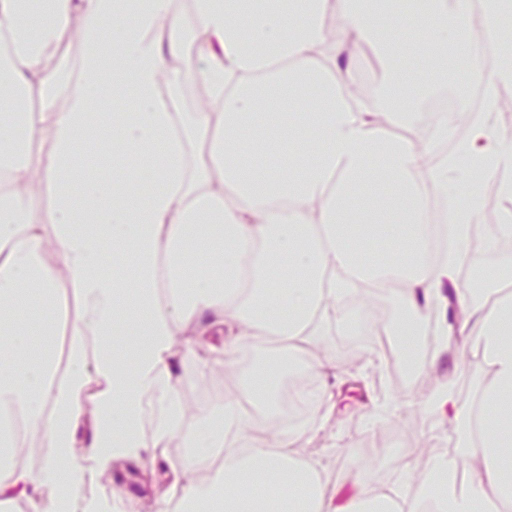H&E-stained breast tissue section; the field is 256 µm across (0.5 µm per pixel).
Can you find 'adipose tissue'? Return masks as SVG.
I'll use <instances>...</instances> for the list:
<instances>
[{
	"label": "adipose tissue",
	"mask_w": 512,
	"mask_h": 512,
	"mask_svg": "<svg viewBox=\"0 0 512 512\" xmlns=\"http://www.w3.org/2000/svg\"><path fill=\"white\" fill-rule=\"evenodd\" d=\"M387 0H193L183 30L174 0H0V507L24 512H112L110 496L86 497L87 479L146 450L139 429L144 398L163 409L154 443L181 438L189 457L224 451V468L204 484L175 475L157 512H512V295L462 300L461 326L444 325L435 357L465 347L489 375L480 409L459 406L454 377L427 395L449 411L461 444L425 464L412 499L348 473L356 486L334 504L331 469L301 449L312 429L259 432L235 401L201 409L198 429L181 435L183 408L170 362L181 356L205 373L222 350H199L200 335L225 326L275 335L309 359L321 351L335 303L353 287L400 282L404 318L377 327L411 348L414 323L440 305L458 257L437 258L434 242L455 234L465 248L479 204L464 194L471 170H512V145L490 116L436 113L429 137L463 127L467 136L441 164L423 167L413 142L389 136L387 114L418 123L408 93L423 97L472 56L481 25L495 44L484 69H470L488 105L512 83V0H421L428 57L408 38ZM341 12L356 38L374 41L387 77L369 101L345 97L350 73L328 42ZM75 71L51 65L73 31ZM206 61L208 112L174 108L186 50ZM120 100L127 109L106 111ZM50 140L43 167L33 143ZM95 145L93 165L78 159ZM43 175L47 213L17 188ZM64 268L45 264L46 243ZM82 305L69 321L64 299ZM72 337L59 374L56 338ZM284 370L269 359L237 373L239 391L264 405ZM95 412L88 441L78 431ZM23 411L38 432L41 466L17 460L4 417ZM83 456H75L77 446ZM465 485H458L459 470Z\"/></svg>",
	"instance_id": "adipose-tissue-1"
}]
</instances>
